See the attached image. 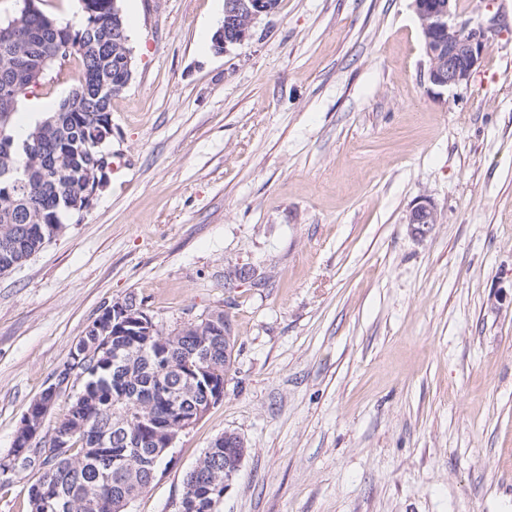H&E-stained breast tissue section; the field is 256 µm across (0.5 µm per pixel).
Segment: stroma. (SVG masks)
I'll list each match as a JSON object with an SVG mask.
<instances>
[{"mask_svg": "<svg viewBox=\"0 0 512 512\" xmlns=\"http://www.w3.org/2000/svg\"><path fill=\"white\" fill-rule=\"evenodd\" d=\"M457 3L496 29L436 95L413 0H278L223 53L224 0H119L122 165L0 275V459L132 295L166 332L223 309L237 344L223 400L127 512H178L226 431L248 451L217 512H512V0ZM79 78L51 68L35 93L55 110ZM244 265L254 282L228 287ZM439 214L434 204L428 200L418 202L410 211L407 222L416 234L427 235L434 224H438Z\"/></svg>", "mask_w": 512, "mask_h": 512, "instance_id": "35a3bbf8", "label": "stroma"}]
</instances>
